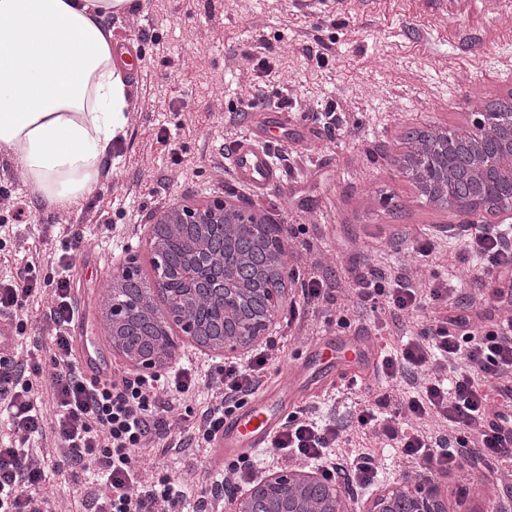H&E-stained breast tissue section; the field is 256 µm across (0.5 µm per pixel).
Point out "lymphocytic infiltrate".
Wrapping results in <instances>:
<instances>
[{
	"instance_id": "1",
	"label": "lymphocytic infiltrate",
	"mask_w": 512,
	"mask_h": 512,
	"mask_svg": "<svg viewBox=\"0 0 512 512\" xmlns=\"http://www.w3.org/2000/svg\"><path fill=\"white\" fill-rule=\"evenodd\" d=\"M465 247L479 258L470 268L472 281L512 275V241L499 236L494 225L477 226ZM57 265L60 274L47 310L54 334L44 346L52 369L48 409H41L35 398L38 366L0 360V407L20 437L19 442L0 444V512H53L43 492L46 475L20 446L45 434L51 435L64 462L92 460L108 486L107 494H84L86 512H179L186 490L168 478L142 482L135 453L149 437L166 439V414L198 388L199 378L189 368L165 375L115 372L92 379L77 371L67 331L75 316L70 263L61 256ZM452 293L447 281L434 278L420 285L401 272L387 287L370 272L356 278L360 305L386 304L388 314L376 326L380 333H393L402 328L403 315L427 302L447 300ZM272 360L263 350L248 364L218 368L221 386L190 432L191 445H209L225 417L258 390ZM378 371L398 386L395 402L380 398L365 404L353 428L317 422L305 409L293 412L271 441V452L322 467L323 478H339L355 487L373 483V451L387 446L408 460L448 473L467 469L495 475L498 462L512 460V443H504L499 434L501 427L512 424V318L488 331L461 316L427 328L385 355ZM385 407L390 410L386 416L381 413Z\"/></svg>"
}]
</instances>
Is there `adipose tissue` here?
Masks as SVG:
<instances>
[{"label":"adipose tissue","mask_w":512,"mask_h":512,"mask_svg":"<svg viewBox=\"0 0 512 512\" xmlns=\"http://www.w3.org/2000/svg\"><path fill=\"white\" fill-rule=\"evenodd\" d=\"M135 0H0V153L47 209L91 195L127 125L105 17Z\"/></svg>","instance_id":"ef3b65f1"}]
</instances>
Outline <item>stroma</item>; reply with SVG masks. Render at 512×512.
Returning a JSON list of instances; mask_svg holds the SVG:
<instances>
[{
    "label": "stroma",
    "instance_id": "obj_1",
    "mask_svg": "<svg viewBox=\"0 0 512 512\" xmlns=\"http://www.w3.org/2000/svg\"><path fill=\"white\" fill-rule=\"evenodd\" d=\"M104 25L141 50L137 75L125 78L126 135L97 189L64 212L36 203L0 157V281L16 278L33 250L66 256L80 334L94 343L110 334L103 294L122 259L136 257L141 281L153 282L149 241L166 212L216 200L244 206L280 225L285 243L287 298L268 333L277 346L268 385L323 337L372 333L376 316L357 308L354 272L387 276L402 266L419 278L447 276V267H423L414 247L434 237L459 252L460 236L438 227L462 216L429 203L399 159L409 131L473 130L477 101L512 94V0H329L316 11L294 0H137ZM249 127L271 142L282 174L261 194L236 182L227 157ZM312 276L334 285L316 308L301 290ZM501 291L512 281L465 286L448 305L406 315L405 329L433 316L510 318ZM174 341L163 370L190 364L210 375L225 361L182 336ZM362 383L361 395L313 384L307 403L320 418L351 419L355 404L393 390L373 375ZM32 446L57 512H76L92 471L61 463L52 439ZM141 460L144 478L166 473L195 493L217 476L201 449L148 448ZM375 463L377 484L351 491L350 512L412 469L390 448Z\"/></svg>",
    "mask_w": 512,
    "mask_h": 512
}]
</instances>
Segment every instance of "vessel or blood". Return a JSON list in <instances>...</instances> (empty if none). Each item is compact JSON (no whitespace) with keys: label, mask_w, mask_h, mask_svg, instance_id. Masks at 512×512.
Listing matches in <instances>:
<instances>
[{"label":"vessel or blood","mask_w":512,"mask_h":512,"mask_svg":"<svg viewBox=\"0 0 512 512\" xmlns=\"http://www.w3.org/2000/svg\"><path fill=\"white\" fill-rule=\"evenodd\" d=\"M229 162L238 180L253 191H262L280 179L270 142L254 132H246L235 142ZM377 346L378 339L374 336H352L338 343L326 342L314 352L309 364L327 363L335 368L338 378L345 380L355 376ZM308 366L289 367L282 374L278 387L255 394L225 418L223 427L211 440V464L221 466L268 446L285 419L280 394L285 391L290 396L301 397L306 388Z\"/></svg>","instance_id":"b4317fda"}]
</instances>
